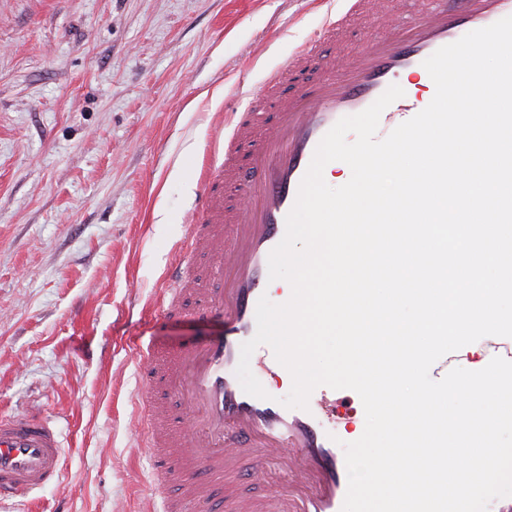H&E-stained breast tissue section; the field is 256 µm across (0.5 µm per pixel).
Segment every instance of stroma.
Listing matches in <instances>:
<instances>
[{
    "instance_id": "stroma-1",
    "label": "stroma",
    "mask_w": 512,
    "mask_h": 512,
    "mask_svg": "<svg viewBox=\"0 0 512 512\" xmlns=\"http://www.w3.org/2000/svg\"><path fill=\"white\" fill-rule=\"evenodd\" d=\"M319 0H0V416L63 434L30 512H153L131 433L138 348L217 331L161 319L211 128L238 82L319 26Z\"/></svg>"
}]
</instances>
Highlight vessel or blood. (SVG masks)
Returning a JSON list of instances; mask_svg holds the SVG:
<instances>
[{"mask_svg": "<svg viewBox=\"0 0 512 512\" xmlns=\"http://www.w3.org/2000/svg\"><path fill=\"white\" fill-rule=\"evenodd\" d=\"M418 3L402 21L390 0H344L259 90H244V107L225 113L214 136L224 162L201 174L196 216L158 302L165 316L176 317L194 298L198 315L219 330L164 356L151 349L140 354L139 439L150 451L151 483L159 489L177 482L175 461L195 475L164 496L162 512H192L218 487L226 491V512H342L348 474L330 424L335 389L317 387L308 409L298 410L246 394L235 370L242 344L256 333L257 303L271 290L269 254L285 236L286 217L322 137L401 76L423 72L424 61L439 48L512 15V0ZM362 14L372 32L367 45L333 51L337 35ZM419 110L402 96L382 112L379 126L391 132ZM230 194L236 201L224 206ZM483 344L484 360L512 361V338L487 336ZM468 357L465 348L443 356L431 368L433 379ZM162 391L188 411L178 428L161 421ZM60 455L61 441L48 418L0 417V504L59 483ZM246 463L255 472L275 465L277 486L261 496L236 494Z\"/></svg>", "mask_w": 512, "mask_h": 512, "instance_id": "b4317fda", "label": "vessel or blood"}]
</instances>
